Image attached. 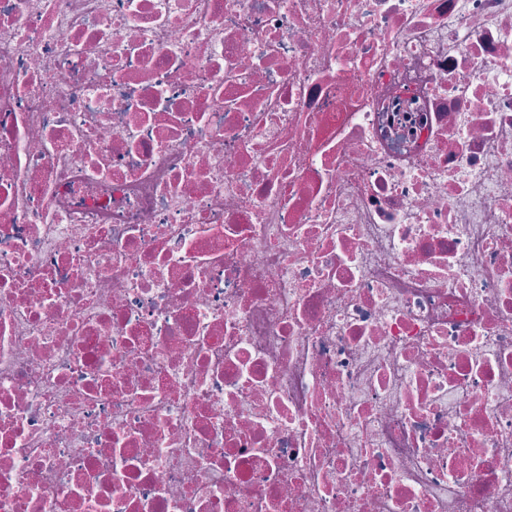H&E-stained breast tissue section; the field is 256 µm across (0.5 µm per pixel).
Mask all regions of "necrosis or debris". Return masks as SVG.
Wrapping results in <instances>:
<instances>
[{
    "mask_svg": "<svg viewBox=\"0 0 512 512\" xmlns=\"http://www.w3.org/2000/svg\"><path fill=\"white\" fill-rule=\"evenodd\" d=\"M0 512H512V0H0Z\"/></svg>",
    "mask_w": 512,
    "mask_h": 512,
    "instance_id": "necrosis-or-debris-1",
    "label": "necrosis or debris"
}]
</instances>
